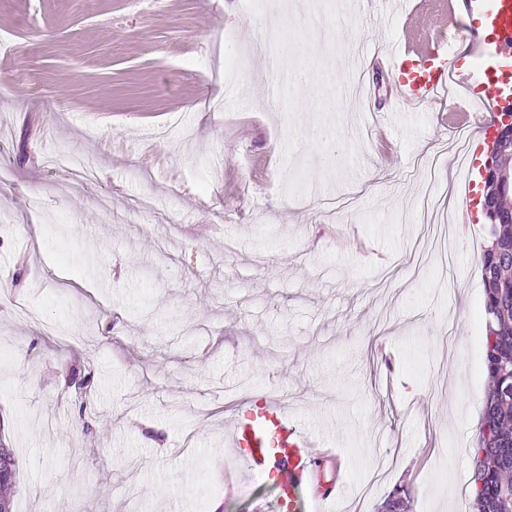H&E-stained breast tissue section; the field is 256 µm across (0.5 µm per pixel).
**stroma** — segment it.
<instances>
[{"instance_id":"1","label":"stroma","mask_w":512,"mask_h":512,"mask_svg":"<svg viewBox=\"0 0 512 512\" xmlns=\"http://www.w3.org/2000/svg\"><path fill=\"white\" fill-rule=\"evenodd\" d=\"M288 2L267 0L286 44L261 51L241 0H0L13 512H349L386 455L361 512H471L488 228L467 225L450 275L426 258L416 203L464 174L439 149L448 100L378 126L394 76L352 65L431 39L443 0H328L307 26ZM270 399L337 449L336 502L237 470L229 426Z\"/></svg>"}]
</instances>
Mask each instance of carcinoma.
<instances>
[{"instance_id":"carcinoma-1","label":"carcinoma","mask_w":512,"mask_h":512,"mask_svg":"<svg viewBox=\"0 0 512 512\" xmlns=\"http://www.w3.org/2000/svg\"><path fill=\"white\" fill-rule=\"evenodd\" d=\"M482 209L492 244L481 256L486 394L473 442L477 512H512V185L491 191Z\"/></svg>"}]
</instances>
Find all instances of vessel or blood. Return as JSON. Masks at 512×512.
<instances>
[{
	"label": "vessel or blood",
	"mask_w": 512,
	"mask_h": 512,
	"mask_svg": "<svg viewBox=\"0 0 512 512\" xmlns=\"http://www.w3.org/2000/svg\"><path fill=\"white\" fill-rule=\"evenodd\" d=\"M448 21L437 31L447 39L472 43L479 51L478 68L459 72L462 82L474 85L490 111H497L512 98V0H448ZM450 57L427 49L415 38L404 40L400 49L385 55L382 64L393 70L396 81L393 102L415 105L432 99L448 85ZM231 448H255L254 467L273 464L289 477L304 479L315 501L334 499L339 479L327 478V470H338L333 449L320 447L307 434L288 423L283 406L275 400L264 404L258 423L242 420L231 425Z\"/></svg>",
	"instance_id": "1"
}]
</instances>
